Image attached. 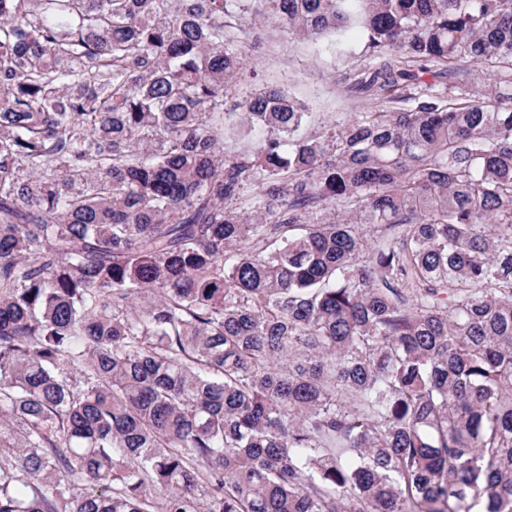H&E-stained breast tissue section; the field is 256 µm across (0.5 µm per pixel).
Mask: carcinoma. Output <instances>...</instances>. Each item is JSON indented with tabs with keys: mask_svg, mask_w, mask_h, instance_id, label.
<instances>
[{
	"mask_svg": "<svg viewBox=\"0 0 512 512\" xmlns=\"http://www.w3.org/2000/svg\"><path fill=\"white\" fill-rule=\"evenodd\" d=\"M245 2L0 0V512H512V0ZM241 42L245 62L239 79L227 90L225 109L267 86L290 93L312 112L311 129L322 132L347 121L354 112L376 104L361 100L349 77L366 70L364 43L355 41L348 52L336 54L321 43L299 39L282 28H257L250 12L243 15Z\"/></svg>",
	"mask_w": 512,
	"mask_h": 512,
	"instance_id": "cac0c4a2",
	"label": "carcinoma"
}]
</instances>
